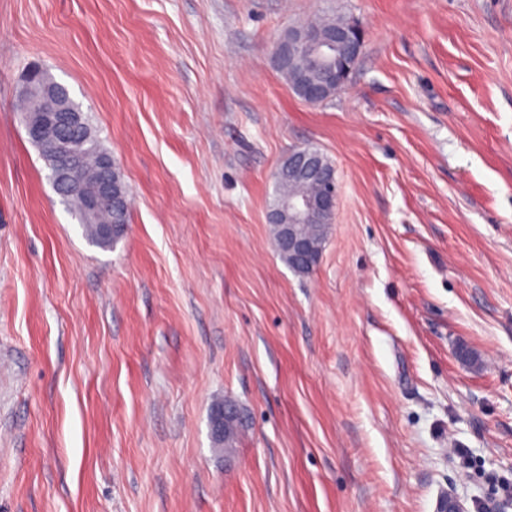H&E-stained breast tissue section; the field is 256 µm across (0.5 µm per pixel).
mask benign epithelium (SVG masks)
<instances>
[{
  "instance_id": "1",
  "label": "benign epithelium",
  "mask_w": 512,
  "mask_h": 512,
  "mask_svg": "<svg viewBox=\"0 0 512 512\" xmlns=\"http://www.w3.org/2000/svg\"><path fill=\"white\" fill-rule=\"evenodd\" d=\"M364 30L355 20L343 27L321 31L316 28L290 27L281 36L275 50L276 65L288 64V55L302 54L321 70L320 78L303 86L302 95L310 101L320 102L330 91H340L348 85L352 66L359 60L364 49ZM38 71L32 70L26 82L24 96H37L41 93L56 100L54 109L40 115L39 106H33V112L23 116L28 135L43 144L47 149L60 152L63 144L60 135L63 129L81 124V113L71 108L63 95V88L55 86L37 90ZM112 158L102 160L101 173L93 178V191L86 197L88 210L110 204L119 207L126 194L123 185L112 180ZM296 171L314 179L325 186L317 198L291 196L282 207L268 213V221L281 227L282 240L288 248L297 266L307 268L316 261L313 243L297 231L300 224L332 223L337 198L335 169L323 166L316 154L306 147H296L272 174L277 180L285 171ZM49 179L55 192L62 198L70 193L86 189L88 176L81 170L80 164L68 158L53 169ZM436 512H468L464 503L455 495L444 493L436 505Z\"/></svg>"
}]
</instances>
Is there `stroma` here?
<instances>
[{
    "label": "stroma",
    "mask_w": 512,
    "mask_h": 512,
    "mask_svg": "<svg viewBox=\"0 0 512 512\" xmlns=\"http://www.w3.org/2000/svg\"><path fill=\"white\" fill-rule=\"evenodd\" d=\"M318 17L365 44L308 104L274 50ZM34 63L123 174L112 249L20 121ZM298 146L338 188L307 276L268 222ZM224 399L250 423L220 452ZM444 490L512 498V0H0V512H434ZM73 206L76 217L82 227L85 238L92 245L102 248L109 249L113 248L124 236L125 228L130 222V210H129V193L127 189V205L119 212L114 214L109 210H100L95 214H88L84 210L83 201L80 197L76 196L69 203ZM116 224L122 227V230L112 232V225L108 231L112 234L107 233L104 226L107 224Z\"/></svg>",
    "instance_id": "35a3bbf8"
}]
</instances>
